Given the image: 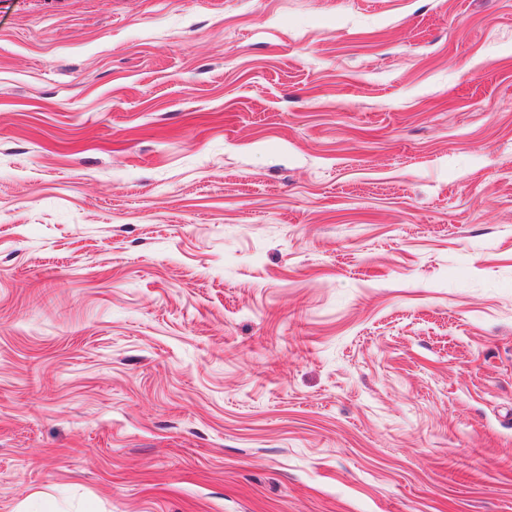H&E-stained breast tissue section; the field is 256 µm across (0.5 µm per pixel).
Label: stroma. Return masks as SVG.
I'll use <instances>...</instances> for the list:
<instances>
[{
    "label": "stroma",
    "mask_w": 512,
    "mask_h": 512,
    "mask_svg": "<svg viewBox=\"0 0 512 512\" xmlns=\"http://www.w3.org/2000/svg\"><path fill=\"white\" fill-rule=\"evenodd\" d=\"M0 512H512V0H0Z\"/></svg>",
    "instance_id": "35a3bbf8"
}]
</instances>
